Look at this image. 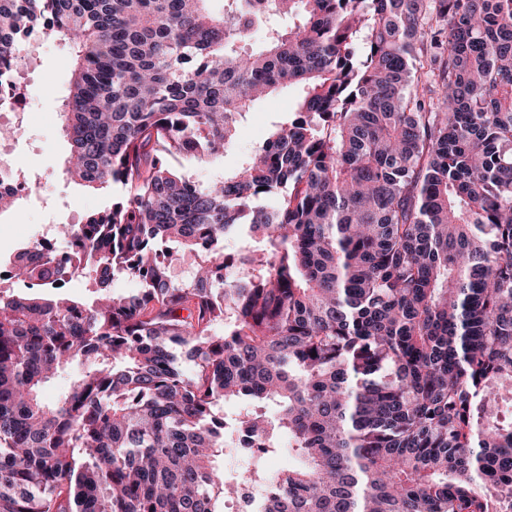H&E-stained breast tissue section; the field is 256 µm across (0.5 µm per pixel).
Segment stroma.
<instances>
[{"instance_id": "obj_1", "label": "stroma", "mask_w": 512, "mask_h": 512, "mask_svg": "<svg viewBox=\"0 0 512 512\" xmlns=\"http://www.w3.org/2000/svg\"><path fill=\"white\" fill-rule=\"evenodd\" d=\"M29 62L23 68L20 87L27 105L13 122L18 133L13 154L23 175L38 177L39 194L20 200L17 208L0 215V259L45 235H56L61 224H79L112 203V191L93 190L67 180L64 159L69 144L63 134L60 113L68 94L73 70L71 47L62 41L36 39L29 46ZM296 90L281 89L254 103L241 124L234 146L224 155L199 160L182 158L179 173L199 182L234 171L269 135L272 124L290 110Z\"/></svg>"}]
</instances>
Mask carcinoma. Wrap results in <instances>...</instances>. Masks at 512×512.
Returning a JSON list of instances; mask_svg holds the SVG:
<instances>
[{
    "label": "carcinoma",
    "mask_w": 512,
    "mask_h": 512,
    "mask_svg": "<svg viewBox=\"0 0 512 512\" xmlns=\"http://www.w3.org/2000/svg\"><path fill=\"white\" fill-rule=\"evenodd\" d=\"M206 2L0 0V87L68 40L64 173L122 188L0 286V512H512V0ZM287 86L237 169H175Z\"/></svg>",
    "instance_id": "obj_1"
}]
</instances>
